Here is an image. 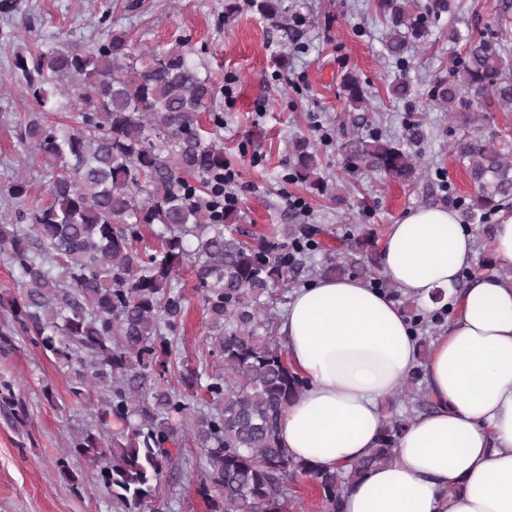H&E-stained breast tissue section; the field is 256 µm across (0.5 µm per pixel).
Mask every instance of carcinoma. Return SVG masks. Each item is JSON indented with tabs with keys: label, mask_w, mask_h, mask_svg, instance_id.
I'll return each mask as SVG.
<instances>
[{
	"label": "carcinoma",
	"mask_w": 512,
	"mask_h": 512,
	"mask_svg": "<svg viewBox=\"0 0 512 512\" xmlns=\"http://www.w3.org/2000/svg\"><path fill=\"white\" fill-rule=\"evenodd\" d=\"M267 19L285 18L286 0H247ZM387 28L385 50L403 67L423 45L431 25L452 12L451 0H375ZM496 24H471L463 34L448 24L451 75L435 79L429 107L448 110L461 136L458 151L474 194L457 200L463 222L492 238L488 213L512 200V141L473 129L472 102L481 117L512 109V0H495ZM21 81L36 104L16 135L39 152L49 199L32 198L24 178L7 196L12 223L0 222V259L17 275L18 295L0 296L10 316L0 342L29 337L71 375L72 395L102 394L99 420L122 425L103 442L86 429L74 452L99 464L98 485L117 512H143L163 478L193 461L182 451L189 436L203 466L196 494L209 512H286L291 480L304 477L323 503L342 509L348 489L368 469L396 460L408 423L430 405L422 374L400 392L405 415L382 419L377 447L348 465L320 467L293 458L280 444V420L306 379L278 341L273 309L308 269L317 278L357 277L379 288V235L361 228L331 244L322 224H278L259 238L233 232L236 214L224 208L216 178L226 166L219 141L224 114L213 111L218 86L188 43L177 38L137 50L128 32L109 29L87 50L41 43L13 62L0 83ZM343 92L355 110H369L368 92L352 75ZM395 100L412 95L402 75L390 88ZM78 109L74 125L52 127L43 113ZM424 138L413 121L404 138L378 131L336 130V152L348 172L379 173L403 186L422 179L410 145ZM289 178L338 205L346 186L330 181L305 137L292 142ZM157 244L142 248L145 227ZM322 259L314 266L307 260ZM192 263L208 328V358L170 381L175 335L185 306L178 271ZM0 398L18 420L27 410L13 386L0 382Z\"/></svg>",
	"instance_id": "cac0c4a2"
}]
</instances>
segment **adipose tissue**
<instances>
[{"label":"adipose tissue","instance_id":"adipose-tissue-1","mask_svg":"<svg viewBox=\"0 0 512 512\" xmlns=\"http://www.w3.org/2000/svg\"><path fill=\"white\" fill-rule=\"evenodd\" d=\"M456 212L409 211L389 225L380 273L423 306L456 313L426 362L398 304L355 278L299 289L281 322L292 365L308 380L285 409L280 442L295 458L347 464L375 448L380 403L423 367L433 407L409 423L394 463L368 470L344 512H512V283L481 273Z\"/></svg>","mask_w":512,"mask_h":512}]
</instances>
